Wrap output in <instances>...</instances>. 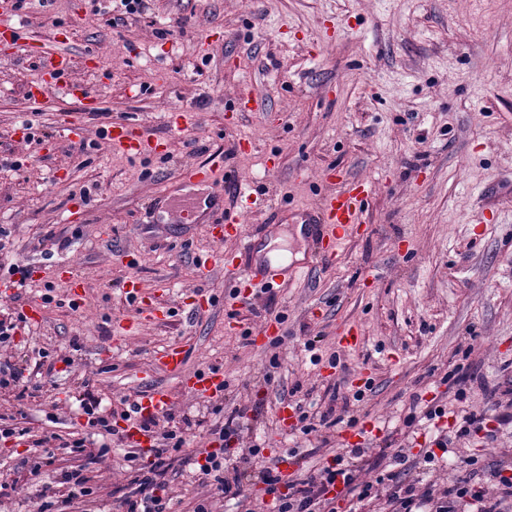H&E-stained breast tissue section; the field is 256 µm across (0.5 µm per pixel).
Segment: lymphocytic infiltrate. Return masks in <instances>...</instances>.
<instances>
[{
  "label": "lymphocytic infiltrate",
  "instance_id": "obj_1",
  "mask_svg": "<svg viewBox=\"0 0 512 512\" xmlns=\"http://www.w3.org/2000/svg\"><path fill=\"white\" fill-rule=\"evenodd\" d=\"M485 398L486 410L467 414L459 429L460 435L480 432L492 441L496 438V432L488 428L489 419H497L502 425L512 422V383L502 390L494 388L486 391ZM122 404L121 418L137 420L139 428L154 433L155 443L151 460H142L136 452L126 454L125 460L133 475L131 489L114 496L113 512H173V505L166 493L165 475L169 466L165 456L183 448L186 443L185 430L176 426L158 430L157 420L141 416L135 401L126 398ZM99 407L100 401L94 397L82 405L86 424L97 431V439L74 436L60 439L55 444L50 438L44 437L34 440V447L47 448L55 444L78 458L97 460L105 457L111 450L110 438L116 430L111 418L100 414ZM351 454L353 461L349 468L323 466L307 477L292 478L282 475L277 463H261L258 448H248L246 453L232 461L225 458L223 450L218 449L206 453L199 466V474L202 482L212 486V497L223 499L242 498L246 486L253 480H260L271 498L269 512H327L332 504L330 494L338 487L361 502L381 501L383 512H512V476H504L501 471L492 473L497 481V491L493 494L468 479L439 489L432 483L419 485L404 482L399 473L392 471L371 483L360 478L364 449H352ZM41 469L42 465L38 462L28 469L30 481L35 482L38 488L40 512H71L75 500L94 493L82 469L62 471L50 481L42 478Z\"/></svg>",
  "mask_w": 512,
  "mask_h": 512
}]
</instances>
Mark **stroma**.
Wrapping results in <instances>:
<instances>
[{"mask_svg":"<svg viewBox=\"0 0 512 512\" xmlns=\"http://www.w3.org/2000/svg\"><path fill=\"white\" fill-rule=\"evenodd\" d=\"M93 5L28 0L16 17L24 34L70 55L73 79L99 96L96 111L58 93L33 105L24 90L39 81V64L0 45V157L21 163L0 167V226L11 243L0 257V311L40 308L38 323H19L6 356L33 374L38 351L71 361L42 376L41 397L0 391V415L64 436L84 430V391L113 409L122 397L168 390L176 415L197 422L170 482L180 512H193L206 489L184 459L207 447L219 416L180 379L153 372L157 354L179 344L188 372L218 369L225 411L248 406L238 447L259 445L267 459L301 454L289 473L306 476L359 444L370 480L394 470L398 452L408 479L442 487L512 464V427L495 443L463 438L424 462L434 428L413 404L418 395L445 406L437 426L453 431L464 412L485 407L483 386L512 376V0H150L137 22L118 25ZM243 95L261 98L264 111H240ZM185 107L191 124L169 126L165 113ZM29 122L35 140L18 142ZM66 122L83 125V137H63ZM114 123L161 140L165 153L111 147L100 131ZM217 154L225 162L212 187L235 178L286 208L285 223L255 212L243 230L261 243L284 239L309 261L307 276L269 296H238L236 271L216 260L235 254V238H215L211 212L187 219L162 198L186 188V165ZM343 175L373 194L325 260L294 221ZM72 209L79 219L61 223ZM51 235L69 246L38 247ZM14 263L33 272L21 305L5 292ZM132 279L157 312L126 298ZM118 321L138 323L137 334L116 335ZM271 321L280 346L252 343ZM352 328L358 342L339 344ZM451 371L452 387L443 382ZM360 389L357 427L305 435L278 418L284 394L306 399L317 417ZM125 452L87 464L97 488L89 512H108L129 480ZM31 454L25 440L0 437V512H39L34 489L14 474Z\"/></svg>","mask_w":512,"mask_h":512,"instance_id":"stroma-1","label":"stroma"}]
</instances>
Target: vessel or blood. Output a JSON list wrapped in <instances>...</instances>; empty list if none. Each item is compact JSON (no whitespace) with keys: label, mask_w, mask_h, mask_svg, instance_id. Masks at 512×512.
Segmentation results:
<instances>
[{"label":"vessel or blood","mask_w":512,"mask_h":512,"mask_svg":"<svg viewBox=\"0 0 512 512\" xmlns=\"http://www.w3.org/2000/svg\"><path fill=\"white\" fill-rule=\"evenodd\" d=\"M0 40L9 44L12 56L36 58L42 63L41 80L29 86L26 91L30 101L40 102L56 89L67 95L83 98L88 104H95L96 99L88 90L81 84L69 81L71 59L64 54H48L38 39L24 37L20 25L5 13L0 15ZM106 137L110 145L130 154L140 155L151 149L150 143L141 137L135 127L128 124L110 126ZM230 194L235 198H242L243 192L238 182H229L225 189L212 193L211 204L217 213L214 221L216 231H223L225 225H237L241 222L240 215L226 211L224 207V198ZM370 196L371 189L366 184L347 182L339 191L325 195L318 209L306 216L305 233L318 245L320 257L331 259L336 256L346 230L360 223ZM281 282L280 271L274 269L271 260L267 259L259 263H251L245 268L237 286L243 297L251 298L261 289L273 291ZM185 362L184 350L173 345L157 356L155 367L178 376L184 388L195 398L204 399L216 395L221 384L217 373H187ZM139 404L143 414L160 417L170 411L171 397L164 390L153 389L141 395Z\"/></svg>","instance_id":"vessel-or-blood-1"}]
</instances>
